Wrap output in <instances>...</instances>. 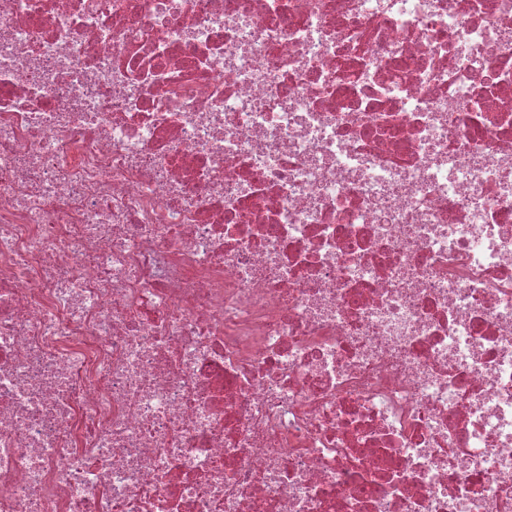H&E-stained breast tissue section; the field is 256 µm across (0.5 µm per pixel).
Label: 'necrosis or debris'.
<instances>
[{
	"label": "necrosis or debris",
	"mask_w": 512,
	"mask_h": 512,
	"mask_svg": "<svg viewBox=\"0 0 512 512\" xmlns=\"http://www.w3.org/2000/svg\"><path fill=\"white\" fill-rule=\"evenodd\" d=\"M0 512H512V0H0Z\"/></svg>",
	"instance_id": "1"
}]
</instances>
